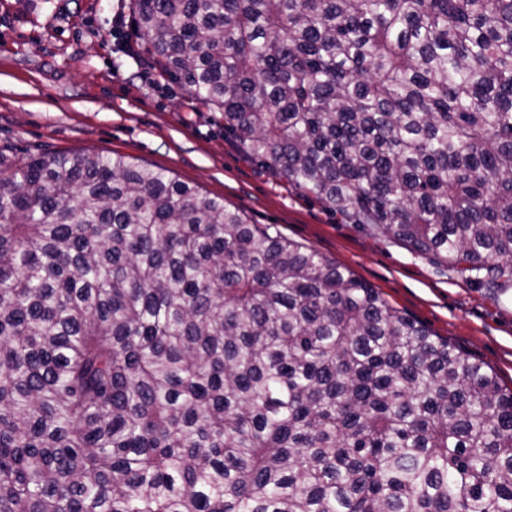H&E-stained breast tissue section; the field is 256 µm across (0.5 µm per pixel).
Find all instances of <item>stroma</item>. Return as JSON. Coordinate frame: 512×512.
<instances>
[{
    "label": "stroma",
    "mask_w": 512,
    "mask_h": 512,
    "mask_svg": "<svg viewBox=\"0 0 512 512\" xmlns=\"http://www.w3.org/2000/svg\"><path fill=\"white\" fill-rule=\"evenodd\" d=\"M130 0H0V147L129 157L275 224L376 288L512 389V288H488L433 255L347 224L248 160L224 115L192 105L130 38Z\"/></svg>",
    "instance_id": "stroma-1"
}]
</instances>
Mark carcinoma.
I'll use <instances>...</instances> for the list:
<instances>
[{"instance_id": "1", "label": "carcinoma", "mask_w": 512, "mask_h": 512, "mask_svg": "<svg viewBox=\"0 0 512 512\" xmlns=\"http://www.w3.org/2000/svg\"><path fill=\"white\" fill-rule=\"evenodd\" d=\"M249 158L512 286V0H130ZM0 512H512V390L276 224L0 151Z\"/></svg>"}]
</instances>
